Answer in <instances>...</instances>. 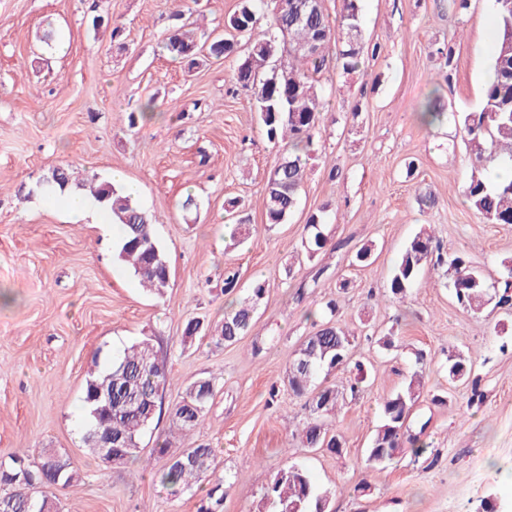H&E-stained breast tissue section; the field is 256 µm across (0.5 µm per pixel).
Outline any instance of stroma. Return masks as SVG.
Returning <instances> with one entry per match:
<instances>
[{
  "label": "stroma",
  "mask_w": 512,
  "mask_h": 512,
  "mask_svg": "<svg viewBox=\"0 0 512 512\" xmlns=\"http://www.w3.org/2000/svg\"><path fill=\"white\" fill-rule=\"evenodd\" d=\"M174 8L173 0H0V458L18 448L69 458L80 478L57 491L60 512H197L204 489L164 485L156 449L175 455L200 443L215 451L224 512H268L267 483L293 464L330 493L332 512H475L489 496L512 505V310L458 307L444 267L425 272L405 301L387 289L400 250L427 224L444 251L465 256L494 285L512 266V224L482 222L462 194L473 172L462 121L489 77L493 0H470L464 11L452 0H361L363 36L382 52L355 74H319L317 151L298 208L272 228L265 193L279 148L250 94L233 88L235 59L204 54L190 70L166 54ZM98 14L122 27L120 40L93 30ZM435 86L447 118L426 126L418 110ZM149 100L151 116L129 123ZM59 166L76 184L118 172L136 185L170 264L162 294L140 288L118 259L112 225L72 220L63 193L49 192ZM189 195L197 206L182 209ZM229 198L249 218L237 245L224 228ZM322 208L330 245L309 258L304 224ZM366 242L375 246L371 263L354 265ZM228 267L239 272L230 294ZM344 278L351 285L342 291ZM257 279L267 290L250 332L217 344L212 329ZM332 299L357 341L351 364L326 381L349 387L359 363L368 373L336 420L338 454L302 446L294 432L305 401L284 386L289 360L315 329L307 311ZM194 321L207 330L186 337ZM383 336L392 348L379 346ZM146 337L167 357L163 411L142 439L141 461L110 467L83 442L85 384ZM452 351L475 360L482 403L472 402L470 385L449 383ZM420 354L426 385L409 432L427 450L405 448L366 473L381 403ZM202 377L214 378L215 395L200 427L181 432L170 409ZM435 394L445 403L432 404Z\"/></svg>",
  "instance_id": "stroma-1"
}]
</instances>
